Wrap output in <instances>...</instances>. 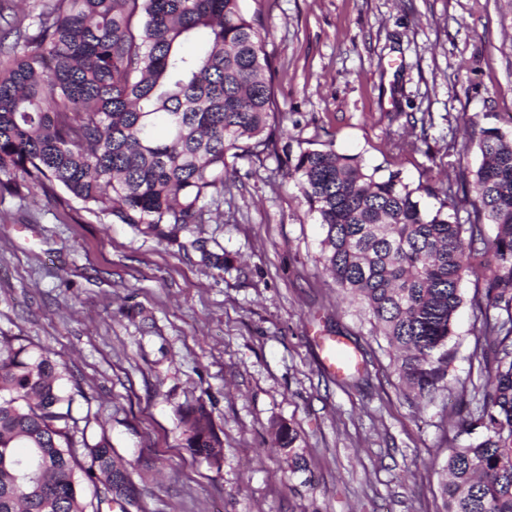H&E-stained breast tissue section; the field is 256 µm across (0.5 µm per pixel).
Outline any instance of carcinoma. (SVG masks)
I'll return each mask as SVG.
<instances>
[{
    "mask_svg": "<svg viewBox=\"0 0 512 512\" xmlns=\"http://www.w3.org/2000/svg\"><path fill=\"white\" fill-rule=\"evenodd\" d=\"M0 0V190L60 189L100 217L178 241L207 223L202 202L224 192L227 154L275 150L273 64L258 16L240 0H45L26 19ZM189 41L194 55L182 52ZM482 163L436 188L365 166L332 145L299 152L292 173L324 230V265L360 300L421 399L448 387V340L476 268L487 379L457 423L441 467L439 512H512V133L471 124L463 149ZM475 197L460 221L458 193ZM433 197L429 208L423 197ZM55 353L0 339V512H120L136 504L132 472ZM184 448L212 467L223 442L202 404L181 416ZM276 448L295 447L271 425Z\"/></svg>",
    "mask_w": 512,
    "mask_h": 512,
    "instance_id": "1",
    "label": "carcinoma"
}]
</instances>
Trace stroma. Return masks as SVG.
I'll return each mask as SVG.
<instances>
[{
  "label": "stroma",
  "mask_w": 512,
  "mask_h": 512,
  "mask_svg": "<svg viewBox=\"0 0 512 512\" xmlns=\"http://www.w3.org/2000/svg\"><path fill=\"white\" fill-rule=\"evenodd\" d=\"M260 13L280 127L261 159H229L224 196L180 245L64 194L0 193V336L54 350L91 398L88 435L129 463L141 512H437L440 468L470 385L471 304L448 387L416 405L383 337L321 261L324 232L288 169L309 141L409 182L475 173L466 119L512 131V0H242ZM202 240L223 268L201 263ZM367 353L359 386L324 369L317 337ZM204 404L221 468L186 450ZM290 423L304 467L272 447Z\"/></svg>",
  "instance_id": "35a3bbf8"
}]
</instances>
